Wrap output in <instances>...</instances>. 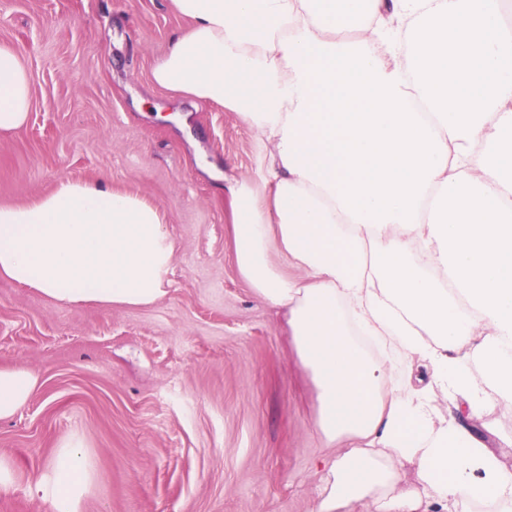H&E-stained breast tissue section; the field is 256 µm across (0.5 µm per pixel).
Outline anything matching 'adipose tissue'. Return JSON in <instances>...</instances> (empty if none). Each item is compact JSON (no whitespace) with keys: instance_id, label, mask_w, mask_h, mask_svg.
<instances>
[{"instance_id":"ef3b65f1","label":"adipose tissue","mask_w":512,"mask_h":512,"mask_svg":"<svg viewBox=\"0 0 512 512\" xmlns=\"http://www.w3.org/2000/svg\"><path fill=\"white\" fill-rule=\"evenodd\" d=\"M171 5L191 26L153 81L238 113L262 143L257 178L224 179L236 267L282 315L320 433L350 444L322 460L315 512H512V471L465 423L512 406V0ZM30 109L29 73L0 44V133ZM175 252L157 206L103 181L0 205V278L57 302L156 304ZM393 354L433 389L388 384ZM36 384L0 369V419ZM406 462L421 492H395ZM90 481L67 441L33 491L79 512Z\"/></svg>"}]
</instances>
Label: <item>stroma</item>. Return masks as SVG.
Returning a JSON list of instances; mask_svg holds the SVG:
<instances>
[{"label":"stroma","instance_id":"obj_1","mask_svg":"<svg viewBox=\"0 0 512 512\" xmlns=\"http://www.w3.org/2000/svg\"><path fill=\"white\" fill-rule=\"evenodd\" d=\"M190 21L170 0H0V44L31 79V112L0 134V205L63 179H107L157 205L176 244L147 307H71L0 279V368L38 383L0 419L13 482L0 512H52L31 493L63 441L85 454L80 512H315L317 390L280 316L236 269L224 172L265 150L238 113L175 97L152 69ZM469 427L512 469V410Z\"/></svg>","mask_w":512,"mask_h":512}]
</instances>
